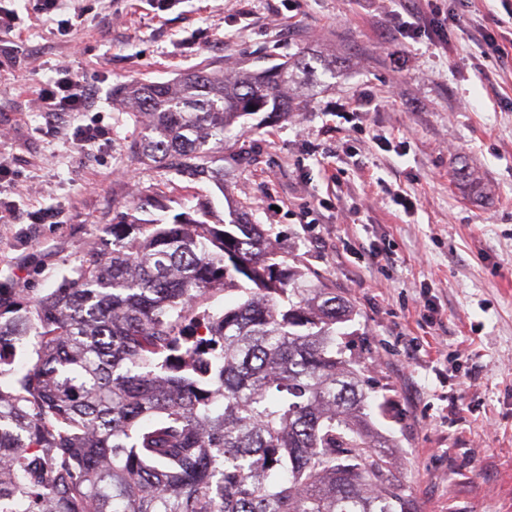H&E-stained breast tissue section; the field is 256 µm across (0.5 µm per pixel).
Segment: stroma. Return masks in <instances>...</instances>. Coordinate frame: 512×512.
Wrapping results in <instances>:
<instances>
[{"label": "stroma", "instance_id": "1", "mask_svg": "<svg viewBox=\"0 0 512 512\" xmlns=\"http://www.w3.org/2000/svg\"><path fill=\"white\" fill-rule=\"evenodd\" d=\"M463 13L448 47L408 38L387 56L392 0H64L0 33V162L21 210L0 224V296L35 300L112 248V207L198 202L211 222L247 211L289 264L353 306L364 376L391 399L395 473L418 512H512V64L478 74L481 26L499 0H409ZM305 57L334 74L304 85L305 110L238 130L224 182H192L130 153L142 128L113 99L201 64L232 73ZM93 91L89 111L47 123L59 61ZM371 94L379 107L361 111ZM108 140L74 144L77 125Z\"/></svg>", "mask_w": 512, "mask_h": 512}]
</instances>
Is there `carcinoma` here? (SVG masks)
I'll return each mask as SVG.
<instances>
[{"instance_id":"obj_1","label":"carcinoma","mask_w":512,"mask_h":512,"mask_svg":"<svg viewBox=\"0 0 512 512\" xmlns=\"http://www.w3.org/2000/svg\"><path fill=\"white\" fill-rule=\"evenodd\" d=\"M309 69L121 84L144 125L131 153L222 181L227 130L303 110L286 89ZM149 207L165 204L115 206L112 252L0 321V512H418L369 413L390 401L346 355L350 303L243 212L209 224L201 202L164 224Z\"/></svg>"}]
</instances>
